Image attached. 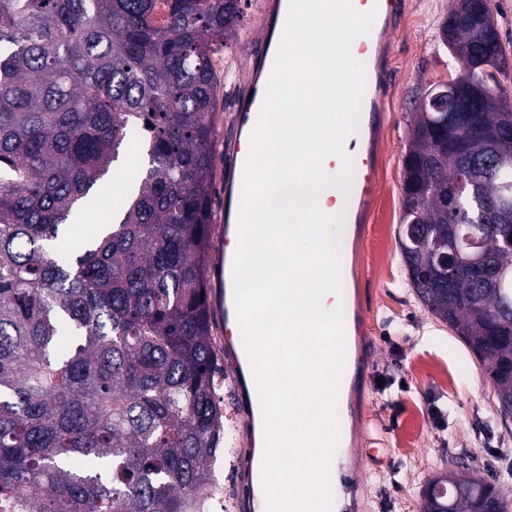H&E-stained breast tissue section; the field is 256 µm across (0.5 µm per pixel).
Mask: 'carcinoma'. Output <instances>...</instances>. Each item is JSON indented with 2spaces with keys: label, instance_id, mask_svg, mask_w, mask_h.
I'll return each instance as SVG.
<instances>
[{
  "label": "carcinoma",
  "instance_id": "obj_1",
  "mask_svg": "<svg viewBox=\"0 0 512 512\" xmlns=\"http://www.w3.org/2000/svg\"><path fill=\"white\" fill-rule=\"evenodd\" d=\"M460 14L496 30L495 14L488 0H456L440 26L460 78L483 84L506 50L476 57ZM244 17L242 0H0V500L22 512H206L224 451L205 278L214 61ZM510 110L491 88L462 106V123L493 127ZM446 123L419 105L398 244L421 305L487 364L509 410L512 251L484 200L512 184V167L479 178V144L437 147ZM133 142L143 164L116 187ZM466 177L478 185L450 213L440 189ZM89 211L108 217L80 237L73 225ZM472 239L505 268L497 285L431 274ZM429 484L447 496L423 498L421 512L504 498L486 480Z\"/></svg>",
  "mask_w": 512,
  "mask_h": 512
}]
</instances>
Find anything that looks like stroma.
I'll list each match as a JSON object with an SVG mask.
<instances>
[{
    "label": "stroma",
    "mask_w": 512,
    "mask_h": 512,
    "mask_svg": "<svg viewBox=\"0 0 512 512\" xmlns=\"http://www.w3.org/2000/svg\"><path fill=\"white\" fill-rule=\"evenodd\" d=\"M455 0H402L381 65L387 93L371 150L374 200L363 220L360 303L370 362L359 378L355 445L373 449L360 473V512H420L421 492L439 473L468 467L512 497V424L495 410L486 367L448 327L423 309L405 276L398 247L401 172L411 101L417 89L461 74L438 31ZM238 43L222 57L217 95L211 251L224 243V187L236 185L232 161L238 100L260 70L258 39L268 19L263 0L245 8ZM387 382L378 392L377 381Z\"/></svg>",
    "instance_id": "obj_1"
}]
</instances>
